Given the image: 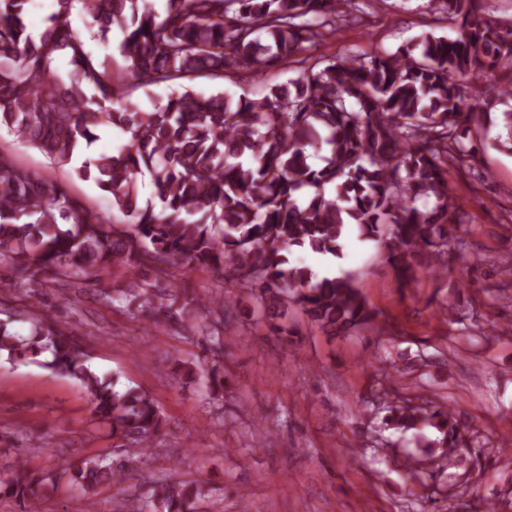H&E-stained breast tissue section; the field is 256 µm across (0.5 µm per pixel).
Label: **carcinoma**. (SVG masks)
Here are the masks:
<instances>
[{
	"instance_id": "1",
	"label": "carcinoma",
	"mask_w": 512,
	"mask_h": 512,
	"mask_svg": "<svg viewBox=\"0 0 512 512\" xmlns=\"http://www.w3.org/2000/svg\"><path fill=\"white\" fill-rule=\"evenodd\" d=\"M30 0H0V129L38 150L50 164L70 166L110 196L124 220L110 221L69 185L39 176L0 143V263L15 270L29 297L49 283L77 277L95 287L121 267L131 282L100 296L163 325L211 319L216 351L224 349L221 301H205L158 279L168 269H207L246 292L265 311L275 336H293L289 313L299 310L329 336L368 328V308L351 274L319 276L289 265L287 249L307 247L338 256L355 225L380 243L398 287L416 267L441 277L456 231L448 167L470 169L466 140L487 131L490 111L512 101V84L490 87L484 74L512 66V25L483 11L480 0H438L459 36L424 34L395 53L314 56L308 50L334 36L346 13L338 0H52L39 33L26 23ZM89 18L102 41L119 30L124 65L93 52L74 33L75 12ZM65 58L66 73L58 62ZM279 64L295 65L287 83L252 98L195 91L187 80L260 78ZM169 83L166 102L133 108L134 89ZM507 139L494 147L512 155V112L503 113ZM119 137L110 154H89L98 133ZM147 176L155 202L143 203ZM80 346L55 317L38 316L25 334L0 322V358L37 363L75 381L94 416L134 449L127 460L70 459L46 476L16 459L0 472V494L20 512L41 485L62 481L94 508L105 486L126 481L130 463L153 448L166 425L156 401L86 364ZM208 397L224 398V367L195 371ZM387 426L432 427L448 462L470 454L447 407H388ZM151 499H116L115 512H199L218 499L201 482L163 478Z\"/></svg>"
}]
</instances>
